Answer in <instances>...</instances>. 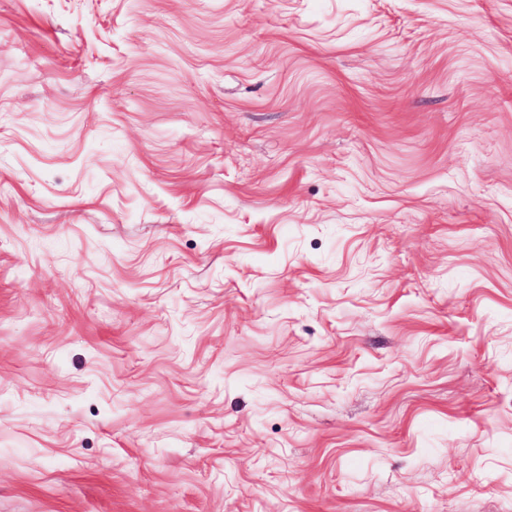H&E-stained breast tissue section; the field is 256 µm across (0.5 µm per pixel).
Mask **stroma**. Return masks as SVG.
Returning <instances> with one entry per match:
<instances>
[{"label":"stroma","mask_w":512,"mask_h":512,"mask_svg":"<svg viewBox=\"0 0 512 512\" xmlns=\"http://www.w3.org/2000/svg\"><path fill=\"white\" fill-rule=\"evenodd\" d=\"M0 512H512V0H0Z\"/></svg>","instance_id":"35a3bbf8"}]
</instances>
